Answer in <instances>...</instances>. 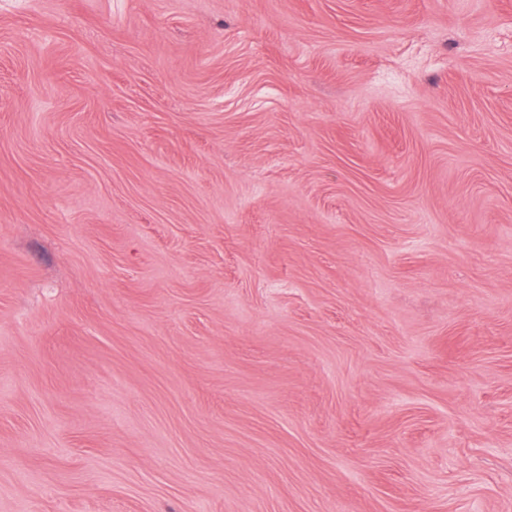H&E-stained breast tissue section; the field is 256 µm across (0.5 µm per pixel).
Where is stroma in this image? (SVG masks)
<instances>
[{
    "label": "stroma",
    "mask_w": 512,
    "mask_h": 512,
    "mask_svg": "<svg viewBox=\"0 0 512 512\" xmlns=\"http://www.w3.org/2000/svg\"><path fill=\"white\" fill-rule=\"evenodd\" d=\"M0 512H512V0H0Z\"/></svg>",
    "instance_id": "obj_1"
}]
</instances>
